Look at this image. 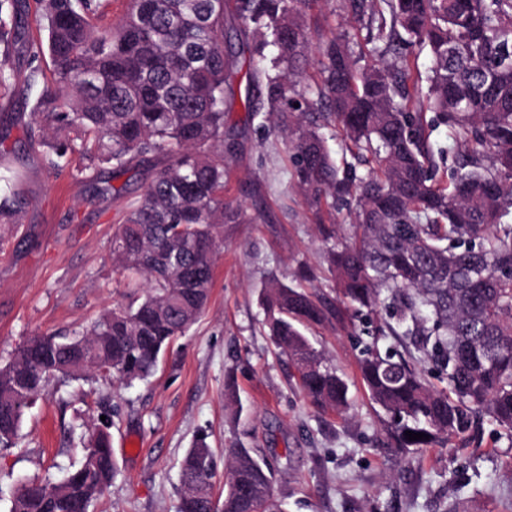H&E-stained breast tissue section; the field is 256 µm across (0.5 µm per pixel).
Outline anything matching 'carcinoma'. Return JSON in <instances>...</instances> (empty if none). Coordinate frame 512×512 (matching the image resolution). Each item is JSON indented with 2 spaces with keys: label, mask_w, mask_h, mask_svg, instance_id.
<instances>
[{
  "label": "carcinoma",
  "mask_w": 512,
  "mask_h": 512,
  "mask_svg": "<svg viewBox=\"0 0 512 512\" xmlns=\"http://www.w3.org/2000/svg\"><path fill=\"white\" fill-rule=\"evenodd\" d=\"M312 2L128 0L112 26L102 24L107 0H35L33 19L29 0H0V100L37 80L44 55L54 65L32 112L54 136L47 167L109 164L115 180L157 161L112 233L113 265L146 282L144 297L85 332L36 337L0 365L1 448L14 444L48 374L144 381L203 312L224 225L245 222L224 201V118L238 69L224 42L229 14L250 53L246 110L265 112L282 135L315 215L338 201L348 210L344 242L336 225H320L337 299L276 280L260 293L261 325L300 388L317 410L344 412L347 382L301 328L384 312L361 342L359 371L385 414L387 448L442 447L486 421L512 439V0H338L365 42L331 32L310 77ZM33 22L47 41L29 36ZM417 48L431 56L425 77ZM332 123L354 159L342 169L323 132ZM441 124L462 148L444 177L431 141ZM23 181L17 157L0 149V226L20 223ZM419 355L444 387L430 386ZM109 427L63 480L23 484L9 512L89 505L118 471ZM228 455L220 512H283L272 467L242 443ZM216 461L198 435L180 462L179 512H210Z\"/></svg>",
  "instance_id": "cac0c4a2"
}]
</instances>
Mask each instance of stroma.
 I'll use <instances>...</instances> for the list:
<instances>
[{"instance_id":"stroma-1","label":"stroma","mask_w":512,"mask_h":512,"mask_svg":"<svg viewBox=\"0 0 512 512\" xmlns=\"http://www.w3.org/2000/svg\"><path fill=\"white\" fill-rule=\"evenodd\" d=\"M226 136L237 145L224 196L247 218L228 224L210 300L148 380L53 379L27 410L16 447L0 449V512L27 479L61 480L83 457V438L111 419L118 474L89 512H177L179 462L197 433L218 456L235 443L277 471L285 512H512V443L484 430L447 447L403 455L384 448V416L361 385L355 331L317 327L311 343L350 379L345 413H321L297 385L294 366L261 326L258 295L270 278L312 272L308 291L333 296L326 243L292 176L288 150L264 115L245 109L239 72ZM44 80L21 86L10 109L24 113L1 143L17 149ZM20 163L28 204L0 247V364L35 336L90 329L105 312L143 295L112 264V229L123 202L98 193L105 167L52 172L41 153ZM234 371L237 402L224 397Z\"/></svg>"}]
</instances>
